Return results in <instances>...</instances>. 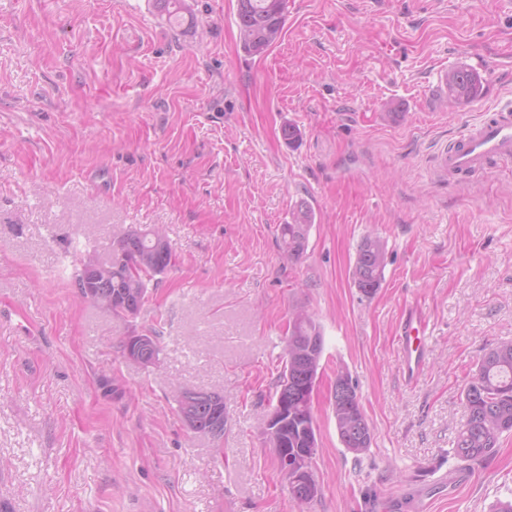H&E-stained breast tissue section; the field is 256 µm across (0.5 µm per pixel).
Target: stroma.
<instances>
[{
	"mask_svg": "<svg viewBox=\"0 0 512 512\" xmlns=\"http://www.w3.org/2000/svg\"><path fill=\"white\" fill-rule=\"evenodd\" d=\"M0 0V503L11 512H489L512 497V433L453 455L464 391L512 341V164L470 183L435 154L489 107L512 106L503 0H287L281 39L244 56L236 0ZM467 64L482 97L441 74ZM297 125L287 143L281 128ZM316 218L300 259L290 209ZM161 228L174 263L140 313L83 300L75 271L131 230ZM384 281L352 270L368 233ZM325 340L312 395L320 497L297 503L263 436L288 319ZM427 362L403 378L410 306ZM155 333V366L126 337ZM349 373L372 431L343 448L329 406ZM224 397L223 439L177 413L180 387ZM440 86L449 98L465 95V99H477L484 93V83L480 75L472 68L461 65L446 70L441 75ZM315 213L305 203L294 207L287 224L280 225L281 247L288 258L299 259L305 252ZM386 267V244L378 236H365L357 250L352 271L355 286L365 295L371 296L380 288Z\"/></svg>",
	"mask_w": 512,
	"mask_h": 512,
	"instance_id": "35a3bbf8",
	"label": "stroma"
}]
</instances>
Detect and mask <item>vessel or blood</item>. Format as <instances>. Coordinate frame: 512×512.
Segmentation results:
<instances>
[{
	"instance_id": "b4317fda",
	"label": "vessel or blood",
	"mask_w": 512,
	"mask_h": 512,
	"mask_svg": "<svg viewBox=\"0 0 512 512\" xmlns=\"http://www.w3.org/2000/svg\"><path fill=\"white\" fill-rule=\"evenodd\" d=\"M511 160L512 108L494 107L486 110L478 123L437 155L435 169L440 175L467 181L498 163ZM427 329V322L418 308L406 310L397 335L407 381L416 380L425 363L422 338Z\"/></svg>"
}]
</instances>
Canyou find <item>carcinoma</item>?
<instances>
[{
  "mask_svg": "<svg viewBox=\"0 0 512 512\" xmlns=\"http://www.w3.org/2000/svg\"><path fill=\"white\" fill-rule=\"evenodd\" d=\"M285 0H237V18L243 53L265 56L280 38L284 27ZM484 83L472 68L461 65L448 71V97L477 99ZM315 213L304 203L280 225L281 247L291 259L307 247ZM173 255L168 242L156 241L145 232L131 231L112 246V275L90 278L86 269L77 276L80 296L115 316H136L144 305L148 283L165 273ZM386 267V244L378 236H365L357 250L352 271L355 286L366 296L380 288ZM299 355L284 353L277 402L283 405L280 439L288 455L302 460L318 447L317 426L311 410L312 394L319 378L324 351L321 327L302 310L294 313L288 327V346ZM125 355L151 360L160 355L158 338L143 334L127 337ZM343 388L334 390L331 407L336 430L347 451L359 455L370 447L371 428L349 376L336 375ZM466 422L459 431L454 455L463 462H480L491 456L499 437L512 432V342L503 343L483 357L464 391ZM181 418L194 420L191 429L206 436L224 431V397L215 391L188 387L179 400Z\"/></svg>",
  "mask_w": 512,
  "mask_h": 512,
  "instance_id": "carcinoma-1",
  "label": "carcinoma"
}]
</instances>
